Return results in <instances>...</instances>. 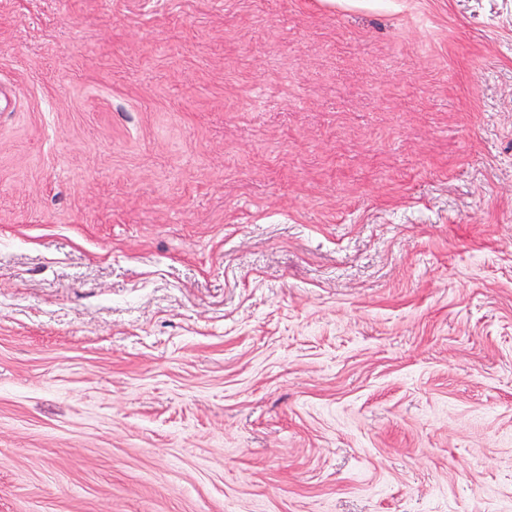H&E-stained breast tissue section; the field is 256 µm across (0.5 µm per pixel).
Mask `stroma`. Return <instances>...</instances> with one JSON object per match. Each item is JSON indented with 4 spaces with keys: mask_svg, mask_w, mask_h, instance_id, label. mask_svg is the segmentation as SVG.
Segmentation results:
<instances>
[{
    "mask_svg": "<svg viewBox=\"0 0 512 512\" xmlns=\"http://www.w3.org/2000/svg\"><path fill=\"white\" fill-rule=\"evenodd\" d=\"M0 512H512V0H0Z\"/></svg>",
    "mask_w": 512,
    "mask_h": 512,
    "instance_id": "stroma-1",
    "label": "stroma"
}]
</instances>
